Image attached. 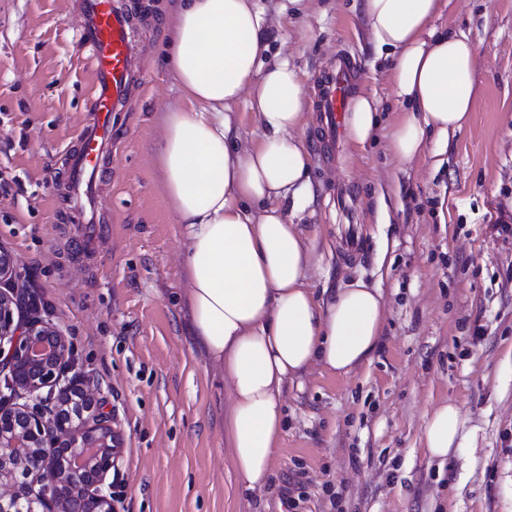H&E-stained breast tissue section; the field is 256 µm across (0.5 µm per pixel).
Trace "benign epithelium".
Here are the masks:
<instances>
[{
    "instance_id": "obj_1",
    "label": "benign epithelium",
    "mask_w": 512,
    "mask_h": 512,
    "mask_svg": "<svg viewBox=\"0 0 512 512\" xmlns=\"http://www.w3.org/2000/svg\"><path fill=\"white\" fill-rule=\"evenodd\" d=\"M25 295L16 259L0 247V512H114L102 492L122 458L112 411L56 325L23 315ZM65 381L91 410L78 423L58 407ZM63 445L71 449L65 467ZM35 483L52 488L51 499L33 496Z\"/></svg>"
}]
</instances>
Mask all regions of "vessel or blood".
I'll return each mask as SVG.
<instances>
[{
    "instance_id": "b4317fda",
    "label": "vessel or blood",
    "mask_w": 512,
    "mask_h": 512,
    "mask_svg": "<svg viewBox=\"0 0 512 512\" xmlns=\"http://www.w3.org/2000/svg\"><path fill=\"white\" fill-rule=\"evenodd\" d=\"M132 19L133 7L126 0H82V21L75 30L87 54L92 87L89 116L63 157L76 221L83 226L81 240L86 244L102 231L100 183L105 160L116 143L112 115L129 104L131 66L137 52ZM350 83L351 67L346 59L323 80L316 109L326 116L325 137L332 146L339 143L345 130Z\"/></svg>"
}]
</instances>
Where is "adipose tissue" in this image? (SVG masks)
I'll return each mask as SVG.
<instances>
[{
	"instance_id": "adipose-tissue-1",
	"label": "adipose tissue",
	"mask_w": 512,
	"mask_h": 512,
	"mask_svg": "<svg viewBox=\"0 0 512 512\" xmlns=\"http://www.w3.org/2000/svg\"><path fill=\"white\" fill-rule=\"evenodd\" d=\"M441 9L440 0H362L373 48L394 58L391 95L407 113L388 150L404 162L425 156L429 136L460 131L477 96L476 46L465 32H436ZM267 25L258 0H181L168 63L182 102L166 113L156 152L186 241L192 333L230 387L224 444L247 493L270 484L288 385L315 367L347 375L371 361L387 314L380 287L359 280L324 299L307 285L314 245L291 217L311 195L299 134L309 103L288 60H263ZM242 101L260 131L243 145L232 116ZM379 105L371 94L352 97L354 145L373 139ZM422 442L441 462L471 444L454 403L426 415Z\"/></svg>"
}]
</instances>
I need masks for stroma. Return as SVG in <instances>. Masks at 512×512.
Returning a JSON list of instances; mask_svg holds the SVG:
<instances>
[{"label": "stroma", "mask_w": 512, "mask_h": 512, "mask_svg": "<svg viewBox=\"0 0 512 512\" xmlns=\"http://www.w3.org/2000/svg\"><path fill=\"white\" fill-rule=\"evenodd\" d=\"M137 2L136 80L101 184L108 238L86 251L62 183L89 93L80 0H0V246L117 416L125 512H512V237L493 228L512 215V0H442L434 25L474 40L478 96L466 128L410 163L386 148L391 61L368 41L361 0H260L265 58L288 57L307 98L348 52L352 91L381 101L374 140L342 142L331 161L307 112L314 199L294 221L316 241L309 288L380 286L387 318L370 362L288 386L273 482L247 499L224 446L229 389L191 332L184 239L155 158L181 100L167 63L175 0ZM351 223L353 257L337 236ZM445 400L473 441L441 465L422 431Z\"/></svg>", "instance_id": "1"}]
</instances>
